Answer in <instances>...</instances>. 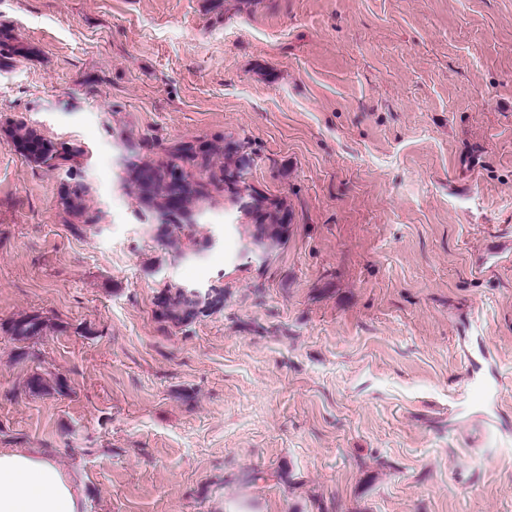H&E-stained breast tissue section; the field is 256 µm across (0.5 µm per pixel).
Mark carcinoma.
I'll return each instance as SVG.
<instances>
[{
	"label": "carcinoma",
	"mask_w": 512,
	"mask_h": 512,
	"mask_svg": "<svg viewBox=\"0 0 512 512\" xmlns=\"http://www.w3.org/2000/svg\"><path fill=\"white\" fill-rule=\"evenodd\" d=\"M29 51L30 48L10 30L0 29V57H24ZM3 134L6 143L29 163L37 167L68 168L71 177L61 186V204L66 212L83 219V223H95V218L88 215L84 204L86 187L74 176L77 158L81 156L79 148L49 139L22 121L6 126ZM144 147L159 151L158 159L138 163L135 161L136 147H130L126 182L147 209L162 218L158 229L167 236L168 244L175 253L182 257L191 254V248L197 245L193 238L194 214L205 211L215 202V195L226 191L239 204L240 211L254 219L253 237L257 245L267 249L283 243L288 233V222L264 223L266 199L255 192L245 197L241 195L239 176L248 164L244 144H224V166L218 171L212 167L215 147L202 139L168 144L153 141ZM171 226L188 230V243L184 244L180 238L172 236L168 232ZM223 302L224 293L217 288L210 289L200 298L188 295L183 287L171 286L164 287L157 295L160 315L176 325H187L199 315L223 305ZM0 329L18 342L29 343L45 335L48 320L42 314L32 312L1 324Z\"/></svg>",
	"instance_id": "obj_1"
}]
</instances>
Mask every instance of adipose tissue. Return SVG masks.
Returning a JSON list of instances; mask_svg holds the SVG:
<instances>
[{
	"label": "adipose tissue",
	"mask_w": 512,
	"mask_h": 512,
	"mask_svg": "<svg viewBox=\"0 0 512 512\" xmlns=\"http://www.w3.org/2000/svg\"><path fill=\"white\" fill-rule=\"evenodd\" d=\"M0 512H83L81 491L53 462L0 450Z\"/></svg>",
	"instance_id": "1"
}]
</instances>
